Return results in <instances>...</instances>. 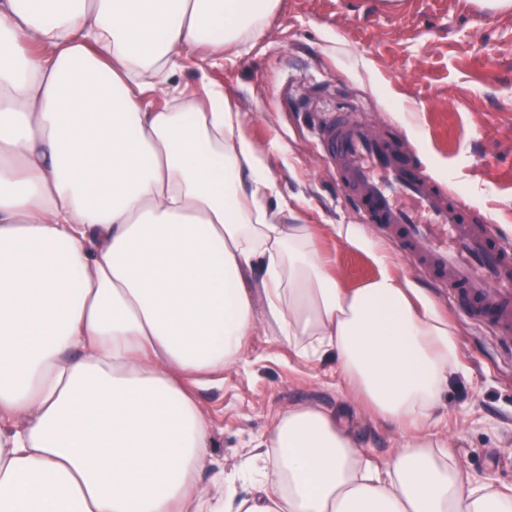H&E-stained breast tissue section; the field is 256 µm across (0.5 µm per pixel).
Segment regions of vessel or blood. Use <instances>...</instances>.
Returning <instances> with one entry per match:
<instances>
[{
	"mask_svg": "<svg viewBox=\"0 0 512 512\" xmlns=\"http://www.w3.org/2000/svg\"><path fill=\"white\" fill-rule=\"evenodd\" d=\"M324 161L400 251L427 269L470 315L512 340V247L469 203L409 159L374 123L328 113L318 130Z\"/></svg>",
	"mask_w": 512,
	"mask_h": 512,
	"instance_id": "vessel-or-blood-1",
	"label": "vessel or blood"
}]
</instances>
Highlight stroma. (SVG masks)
<instances>
[{
  "instance_id": "stroma-1",
  "label": "stroma",
  "mask_w": 512,
  "mask_h": 512,
  "mask_svg": "<svg viewBox=\"0 0 512 512\" xmlns=\"http://www.w3.org/2000/svg\"><path fill=\"white\" fill-rule=\"evenodd\" d=\"M224 91L243 131L264 151L285 221L314 224L341 283L377 274L373 257L332 232L357 224L320 157L315 128L327 111L387 123L404 150L493 221L512 243V6L485 0H280L264 32L223 57L185 55L175 95ZM389 269L423 291L457 334L462 375L442 400L438 428L459 465L512 487V344L471 320L432 278L385 240ZM331 357L304 361L258 332L245 366L200 390L215 429L213 460L233 474L253 442L288 408L313 403L348 414L355 445L375 462L401 443L394 427L346 399Z\"/></svg>"
}]
</instances>
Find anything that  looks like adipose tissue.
Masks as SVG:
<instances>
[{"label":"adipose tissue","instance_id":"ef3b65f1","mask_svg":"<svg viewBox=\"0 0 512 512\" xmlns=\"http://www.w3.org/2000/svg\"><path fill=\"white\" fill-rule=\"evenodd\" d=\"M278 2L0 0V512H512L431 429L460 374L447 316L384 265L342 286L223 91L152 104ZM261 329L334 357L401 447L373 463L301 404L244 461L247 494L218 472L205 497L197 392Z\"/></svg>","mask_w":512,"mask_h":512}]
</instances>
